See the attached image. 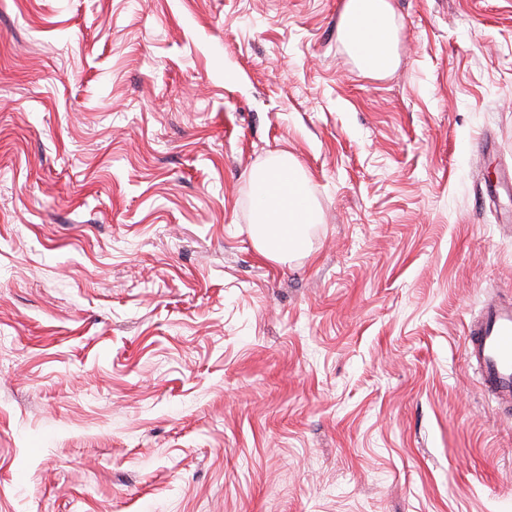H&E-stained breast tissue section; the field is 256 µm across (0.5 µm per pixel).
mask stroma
Returning a JSON list of instances; mask_svg holds the SVG:
<instances>
[{
    "instance_id": "obj_1",
    "label": "stroma",
    "mask_w": 512,
    "mask_h": 512,
    "mask_svg": "<svg viewBox=\"0 0 512 512\" xmlns=\"http://www.w3.org/2000/svg\"><path fill=\"white\" fill-rule=\"evenodd\" d=\"M391 2L376 75L343 0H0V512H512V0ZM260 207L254 222L258 251L277 261L288 259L304 245L302 224L316 223V212L300 198L301 177L287 154H277L271 165L254 173ZM466 359L497 402L512 407V301L486 302L468 328Z\"/></svg>"
}]
</instances>
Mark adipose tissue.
I'll return each mask as SVG.
<instances>
[{
    "label": "adipose tissue",
    "mask_w": 512,
    "mask_h": 512,
    "mask_svg": "<svg viewBox=\"0 0 512 512\" xmlns=\"http://www.w3.org/2000/svg\"><path fill=\"white\" fill-rule=\"evenodd\" d=\"M340 40L368 73L390 70L396 63V33L390 0H344L338 22ZM260 198L254 222L258 251L283 261L304 245L302 227L316 221V212L301 197V177L287 155H276L253 176Z\"/></svg>",
    "instance_id": "ef3b65f1"
}]
</instances>
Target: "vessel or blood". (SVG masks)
Masks as SVG:
<instances>
[{
  "instance_id": "vessel-or-blood-1",
  "label": "vessel or blood",
  "mask_w": 512,
  "mask_h": 512,
  "mask_svg": "<svg viewBox=\"0 0 512 512\" xmlns=\"http://www.w3.org/2000/svg\"><path fill=\"white\" fill-rule=\"evenodd\" d=\"M466 358L497 402L512 407V301L486 302L468 328Z\"/></svg>"
}]
</instances>
